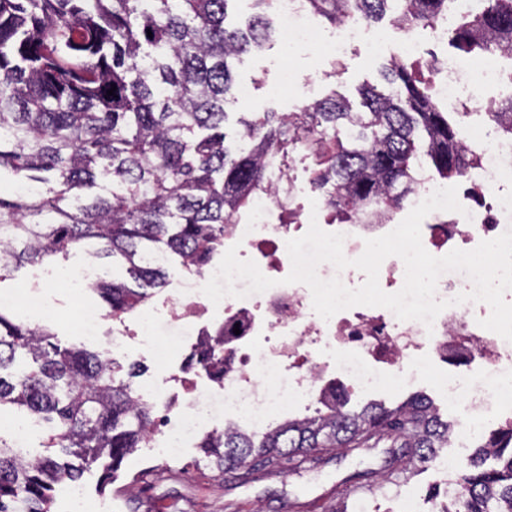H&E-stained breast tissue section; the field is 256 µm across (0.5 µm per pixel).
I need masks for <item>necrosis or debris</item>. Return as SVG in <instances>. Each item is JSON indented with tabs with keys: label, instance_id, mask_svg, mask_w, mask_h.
Instances as JSON below:
<instances>
[{
	"label": "necrosis or debris",
	"instance_id": "1",
	"mask_svg": "<svg viewBox=\"0 0 512 512\" xmlns=\"http://www.w3.org/2000/svg\"><path fill=\"white\" fill-rule=\"evenodd\" d=\"M277 33L285 51L319 46L334 59L361 43L375 56L383 48L372 23L355 17L343 18L322 35L304 0H277ZM501 60L489 54L462 65L444 56L433 82L436 97L455 111H472L485 91L512 81V70H505ZM465 144L478 161L458 181L462 212H431L430 223L421 227L422 243L436 257L456 248L474 249L512 228V136L492 138L484 125L475 124ZM305 165V159L293 160L289 192L257 195L240 222L224 230L225 247H237L238 257L253 260L274 279L273 287L215 304L201 291L207 275L188 272L175 294L162 301L170 324L181 332V352L193 353L207 337L223 333L224 375L216 377L201 365L182 366L147 389L146 398L163 407L153 443L166 442L174 428L186 440L227 427L264 429L319 407L326 389H354L383 378L396 382L417 366L444 373L443 393L464 413L495 399L502 417L512 421V404L503 397L512 390V344L479 326L487 303H455L463 288L452 273L438 279L436 297L448 306L429 326L370 306L326 320L314 311L305 284L286 283L291 271L286 243L305 234L310 222L343 234V252L350 259L363 253L366 240L392 230L388 224H342L334 216L312 214L315 192L299 173ZM472 364L477 373L468 386H460L455 368Z\"/></svg>",
	"mask_w": 512,
	"mask_h": 512
}]
</instances>
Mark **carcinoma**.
Returning a JSON list of instances; mask_svg holds the SVG:
<instances>
[{"instance_id": "1", "label": "carcinoma", "mask_w": 512, "mask_h": 512, "mask_svg": "<svg viewBox=\"0 0 512 512\" xmlns=\"http://www.w3.org/2000/svg\"><path fill=\"white\" fill-rule=\"evenodd\" d=\"M230 0H0V283L25 265L79 250L127 265L137 285L98 279L90 291L121 319L166 285L168 254L202 273L259 191L288 181L289 164L312 160L309 180L342 221L368 204L399 209L421 172L457 179L470 156L459 122L416 74L393 58L381 76L394 90L361 89L298 112H264L227 125L232 63L273 34L274 0L245 27L227 23ZM336 23L345 16L431 26L448 0H308ZM153 37H148L147 32ZM450 41L469 53L512 50V0H484L460 17ZM114 94H107L111 85ZM489 120L512 134V99ZM279 159L273 170L267 160ZM223 338L199 361L224 371ZM139 364L63 345L46 327L0 311V415L43 426L42 450L0 435V512H50L53 486L76 483L108 459L104 480L148 443L156 406L134 386ZM448 422L416 397L401 406L315 410L261 438L224 431L204 439L221 473L294 469L333 449L390 442V463L414 466L448 442ZM499 468L486 469V460ZM446 512H512V427L493 428Z\"/></svg>"}]
</instances>
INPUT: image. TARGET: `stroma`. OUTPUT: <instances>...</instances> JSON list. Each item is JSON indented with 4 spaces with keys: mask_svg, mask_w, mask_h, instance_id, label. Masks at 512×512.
<instances>
[{
    "mask_svg": "<svg viewBox=\"0 0 512 512\" xmlns=\"http://www.w3.org/2000/svg\"><path fill=\"white\" fill-rule=\"evenodd\" d=\"M391 57L388 51L374 57L356 48L347 55L343 67L335 69L319 49L300 50L287 58L282 46L273 42L234 62L235 82L251 86L252 100L246 105L227 104L226 110L234 119L243 111H298L302 98L277 91L286 63L298 76L313 78L317 98L337 93L356 104L360 101L358 88L365 83L379 84V69ZM43 289L57 316L50 324L52 332L61 343L77 341L74 324L80 307L100 308V300L88 289L62 282ZM415 396L429 399L442 419L450 423L447 446L436 449L427 464L398 477L389 476L382 485L348 499L339 495L344 480L357 473L383 470L386 444L348 454L330 451L287 473L259 467L243 478L235 473L217 474L198 447L182 449L176 457L140 448L124 460L110 483H101V471L95 468L86 472L77 486L89 503L102 505L103 512H304V502L318 495L326 499L330 512L339 507L346 512H429L431 491L444 484L448 475L460 473L459 458L465 447L483 441L493 416L486 413L463 421L459 408L443 396L429 371L391 393L378 388L351 392L349 406L354 410L371 403L392 407Z\"/></svg>",
    "mask_w": 512,
    "mask_h": 512,
    "instance_id": "35a3bbf8",
    "label": "stroma"
}]
</instances>
